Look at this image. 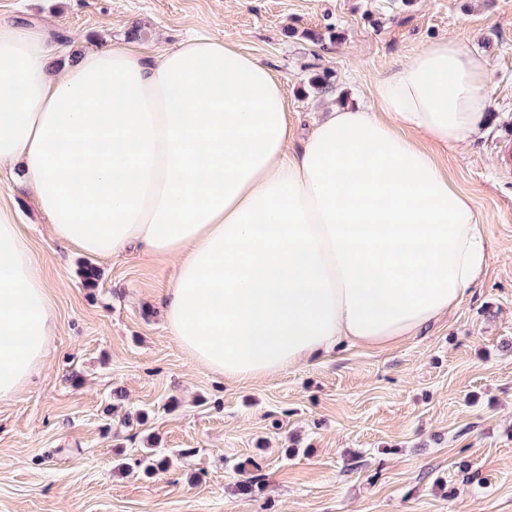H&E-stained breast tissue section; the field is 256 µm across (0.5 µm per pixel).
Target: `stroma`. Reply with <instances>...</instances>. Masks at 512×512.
Returning <instances> with one entry per match:
<instances>
[{
  "label": "stroma",
  "instance_id": "stroma-1",
  "mask_svg": "<svg viewBox=\"0 0 512 512\" xmlns=\"http://www.w3.org/2000/svg\"><path fill=\"white\" fill-rule=\"evenodd\" d=\"M0 18L45 21L69 63L71 45L109 47L135 25L152 52L232 41L287 82L298 140L326 106L369 103L397 62L454 37L487 62L491 117L435 153L485 229L478 286L422 336L246 382L169 335L175 262L75 252L1 171L55 334L49 367L0 404V512H512V0H0ZM325 73L335 90L316 94ZM151 445L170 464L147 475Z\"/></svg>",
  "mask_w": 512,
  "mask_h": 512
}]
</instances>
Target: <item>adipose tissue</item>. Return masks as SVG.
<instances>
[{"instance_id":"obj_1","label":"adipose tissue","mask_w":512,"mask_h":512,"mask_svg":"<svg viewBox=\"0 0 512 512\" xmlns=\"http://www.w3.org/2000/svg\"><path fill=\"white\" fill-rule=\"evenodd\" d=\"M45 26L0 24V168L20 170L51 236L85 254L175 259L177 344L249 381L350 345L422 334L478 284L487 239L435 160L485 127L487 63L423 45L330 107L289 149L288 87L234 43H128L53 69ZM55 314L0 205V403L44 368Z\"/></svg>"}]
</instances>
